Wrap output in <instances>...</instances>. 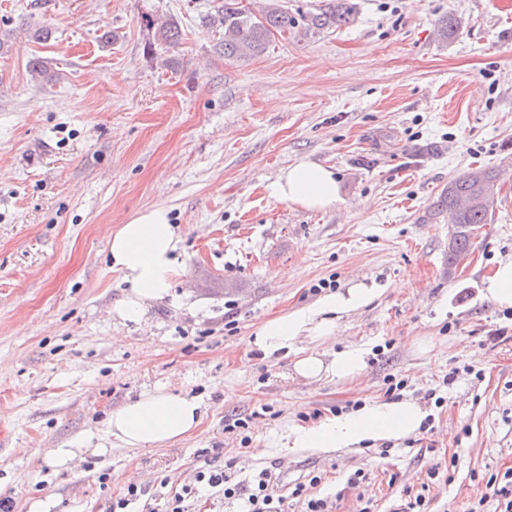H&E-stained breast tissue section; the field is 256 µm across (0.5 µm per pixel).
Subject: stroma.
<instances>
[{
    "instance_id": "stroma-1",
    "label": "stroma",
    "mask_w": 512,
    "mask_h": 512,
    "mask_svg": "<svg viewBox=\"0 0 512 512\" xmlns=\"http://www.w3.org/2000/svg\"><path fill=\"white\" fill-rule=\"evenodd\" d=\"M338 30L289 32L227 61L204 21L213 0H0V499L31 512H162L170 490L221 469L272 470L280 488L320 476L331 512H493L479 498L512 469V310L482 282L512 258V179L466 260L448 266L449 181L512 170V0H356ZM178 18V68L147 59L142 13ZM462 18L449 39L436 30ZM47 26L34 42L28 29ZM113 30L115 43L100 40ZM45 57L54 76L31 75ZM306 158L336 168L343 201L307 211L269 184ZM180 227L183 269L138 322L111 311L125 286L107 229L157 201ZM384 287L341 321L354 378L309 383L270 365L258 326L311 304L315 285ZM431 421L385 448L276 452L305 417L387 399L390 383ZM156 388L198 398L199 429L155 449L112 447L75 468L51 449L87 444L109 411ZM363 479L356 488L347 480Z\"/></svg>"
}]
</instances>
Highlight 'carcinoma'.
Segmentation results:
<instances>
[{
    "label": "carcinoma",
    "mask_w": 512,
    "mask_h": 512,
    "mask_svg": "<svg viewBox=\"0 0 512 512\" xmlns=\"http://www.w3.org/2000/svg\"><path fill=\"white\" fill-rule=\"evenodd\" d=\"M213 12L205 22L218 34L215 51L226 60L257 56L267 52L275 35L289 30L303 29L319 32L338 29L350 24L355 17V0H324L315 12L291 15L281 0H263L259 13L255 14L242 5V0H215ZM140 23L147 31L144 54L163 59L166 66L174 68L179 60L171 54L183 38L178 21L144 13ZM29 72L39 78L52 79L48 61L36 56L28 62ZM500 173L492 168H474L448 182L433 205V214H448L453 230L448 241V267L455 266L459 257L466 253L475 232L489 223L494 211L495 195Z\"/></svg>",
    "instance_id": "obj_1"
}]
</instances>
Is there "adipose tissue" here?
Listing matches in <instances>:
<instances>
[{
    "label": "adipose tissue",
    "instance_id": "ef3b65f1",
    "mask_svg": "<svg viewBox=\"0 0 512 512\" xmlns=\"http://www.w3.org/2000/svg\"><path fill=\"white\" fill-rule=\"evenodd\" d=\"M268 191L271 197L305 210H326L342 201L335 170L309 159L289 164ZM178 241V227L171 224L170 210L161 202L112 229L106 262L126 285L125 296L115 309L119 319L138 320L147 306L168 296L181 268ZM376 294L374 287L353 283L267 320L257 329L253 343L273 364L293 356L295 376L309 382L358 376L366 366L363 347L348 346L328 358L315 346L334 339L339 321L369 305ZM426 417V409L411 398L371 401L315 424L291 426L276 446L289 453L369 448L415 435ZM202 418L203 407L196 398L156 389L113 410L103 436L123 448H162L190 436Z\"/></svg>",
    "mask_w": 512,
    "mask_h": 512
}]
</instances>
